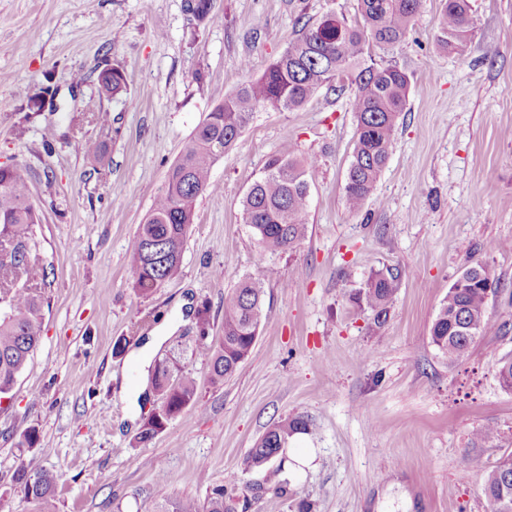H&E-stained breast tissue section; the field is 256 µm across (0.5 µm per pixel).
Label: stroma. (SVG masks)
Segmentation results:
<instances>
[{"mask_svg":"<svg viewBox=\"0 0 512 512\" xmlns=\"http://www.w3.org/2000/svg\"><path fill=\"white\" fill-rule=\"evenodd\" d=\"M464 51L436 42L439 0H423L406 38L375 50L412 83L386 168L360 212L344 184L355 140L348 96L320 91L291 112H256L213 166L198 197L179 274L150 296L129 276L137 227L162 192L184 142L240 84L260 74L302 21L355 18L357 0H212L194 19L184 0H0V165L22 168L53 264L41 342L11 399L0 402V512H41L14 492L19 464L59 476L55 512H154L160 495L204 501L218 485L245 512H491L484 476L512 453V391L497 362L512 354V0H471ZM119 65L127 91L102 94ZM52 74L56 111L23 114L19 88ZM83 83H75V74ZM109 112L101 123L87 109ZM103 159L85 166L84 142ZM317 161L308 229L295 250L258 262L240 200L286 143ZM500 289L488 314L499 333L449 363L430 336L450 285L472 262ZM397 268L384 325L353 293ZM265 280L263 326L251 356L223 385L208 382L196 311L222 334L224 294L243 276ZM154 352L192 372L195 404L151 442L136 440L157 405L134 351L160 325ZM123 354H115L119 340ZM311 430L292 443L312 461L287 496L251 497L244 460L278 421ZM493 424L509 442H474ZM39 432L33 448L21 432Z\"/></svg>","mask_w":512,"mask_h":512,"instance_id":"stroma-1","label":"stroma"}]
</instances>
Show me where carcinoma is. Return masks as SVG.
Listing matches in <instances>:
<instances>
[{
    "instance_id": "carcinoma-1",
    "label": "carcinoma",
    "mask_w": 512,
    "mask_h": 512,
    "mask_svg": "<svg viewBox=\"0 0 512 512\" xmlns=\"http://www.w3.org/2000/svg\"><path fill=\"white\" fill-rule=\"evenodd\" d=\"M441 22L437 42L447 50L466 46L474 33L470 0H439ZM422 0H358V19L336 17L306 20L298 36L260 76L242 83L209 112L183 146L165 177V189L141 224L130 248L129 277L132 288L143 296L172 280L180 271L187 231L194 220L195 201L212 188L211 170L224 153L232 150L255 112L270 107L278 112L295 110L326 88L340 92L354 87L350 110L356 122L355 143L344 185L349 211H359L371 197L386 167L398 120L411 93L407 72L396 64H379L373 48L400 43L409 33ZM99 85L112 97L126 91L123 71H102ZM313 162L301 158L288 143L265 160L258 178L240 202L241 223L257 245L258 259L292 251L304 239L308 224V177ZM40 215L22 170L0 165V254L22 252V259L0 262V398L8 396L40 340L45 307L49 306L48 262L36 226ZM472 281H454L440 302L430 327L433 344L454 363L474 341L497 331L487 314L489 296L498 282L486 266L474 262L466 268ZM399 273L388 269L372 275L356 300L374 313V321L386 322L389 305L398 290ZM264 280L246 276L224 294V334L207 342L209 310L197 311L199 339L209 355V381L220 385L232 377L251 355L262 324ZM497 374L503 387L512 390V356L498 360ZM151 384L160 405L143 418L138 442L152 441L167 422L197 401L199 383L171 359L158 361ZM301 417L286 419L268 429L245 459L246 470L263 474V482L250 486L254 494L272 489L288 494V482L279 479L281 466L273 465L289 440L308 431ZM58 475L50 470H31L19 464L14 491L44 505L55 495ZM484 493L492 512H512V454L500 458L484 477ZM155 512H236L234 496L222 485L211 489L204 504L193 499L162 497Z\"/></svg>"
}]
</instances>
